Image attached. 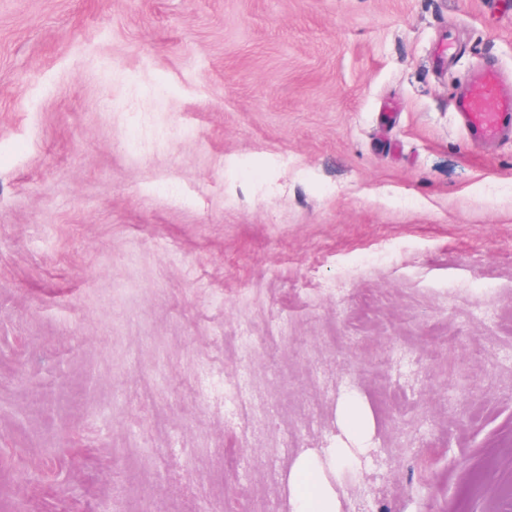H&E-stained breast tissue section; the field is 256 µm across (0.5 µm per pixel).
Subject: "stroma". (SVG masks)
<instances>
[{"label": "stroma", "mask_w": 512, "mask_h": 512, "mask_svg": "<svg viewBox=\"0 0 512 512\" xmlns=\"http://www.w3.org/2000/svg\"><path fill=\"white\" fill-rule=\"evenodd\" d=\"M512 0H0V512H512ZM458 108L475 138L481 141L501 136L508 125L512 126V99L502 95L498 73L484 68L471 92L463 98ZM298 477H303L306 482L314 477L315 492L301 491L296 484ZM290 484L294 512H337L334 491L322 484L307 455L300 456L294 463L290 472Z\"/></svg>", "instance_id": "obj_1"}]
</instances>
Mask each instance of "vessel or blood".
Segmentation results:
<instances>
[{"label":"vessel or blood","mask_w":512,"mask_h":512,"mask_svg":"<svg viewBox=\"0 0 512 512\" xmlns=\"http://www.w3.org/2000/svg\"><path fill=\"white\" fill-rule=\"evenodd\" d=\"M458 108L475 138L481 141L501 136L512 125V99L502 95L498 73L483 69L471 92Z\"/></svg>","instance_id":"1"}]
</instances>
